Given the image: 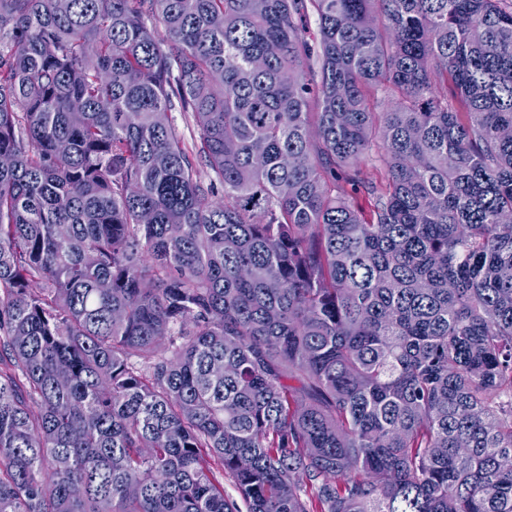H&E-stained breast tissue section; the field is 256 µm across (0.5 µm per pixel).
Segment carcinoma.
Returning a JSON list of instances; mask_svg holds the SVG:
<instances>
[{
	"label": "carcinoma",
	"instance_id": "1",
	"mask_svg": "<svg viewBox=\"0 0 512 512\" xmlns=\"http://www.w3.org/2000/svg\"><path fill=\"white\" fill-rule=\"evenodd\" d=\"M0 155V512H512V0H0Z\"/></svg>",
	"mask_w": 512,
	"mask_h": 512
}]
</instances>
